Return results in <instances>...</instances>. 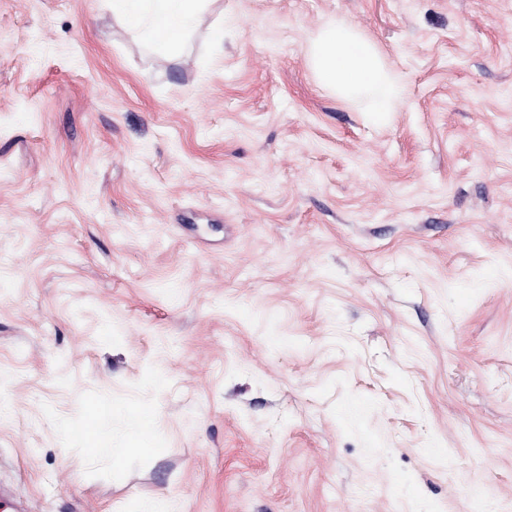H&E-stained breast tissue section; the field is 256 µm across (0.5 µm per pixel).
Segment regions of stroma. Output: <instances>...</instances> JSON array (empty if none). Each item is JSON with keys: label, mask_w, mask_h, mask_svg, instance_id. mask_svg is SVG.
Wrapping results in <instances>:
<instances>
[{"label": "stroma", "mask_w": 512, "mask_h": 512, "mask_svg": "<svg viewBox=\"0 0 512 512\" xmlns=\"http://www.w3.org/2000/svg\"><path fill=\"white\" fill-rule=\"evenodd\" d=\"M222 2L0 0V512H512V0ZM113 21L124 25L153 53L165 59H180L183 46L193 32L206 24L212 32L213 52L224 50V9L214 16L218 0H104ZM307 62L319 83L342 97L376 93L372 112H391L402 88L374 47L350 25L321 27L309 42Z\"/></svg>", "instance_id": "1"}]
</instances>
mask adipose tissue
<instances>
[{"instance_id": "adipose-tissue-1", "label": "adipose tissue", "mask_w": 512, "mask_h": 512, "mask_svg": "<svg viewBox=\"0 0 512 512\" xmlns=\"http://www.w3.org/2000/svg\"><path fill=\"white\" fill-rule=\"evenodd\" d=\"M217 0H105L113 21L124 25L153 53L178 59L183 46L201 26H210L214 53L224 49ZM307 62L319 83L342 97L375 92L374 111H392L402 88L388 72L374 47L350 25L336 22L321 27L309 42Z\"/></svg>"}]
</instances>
